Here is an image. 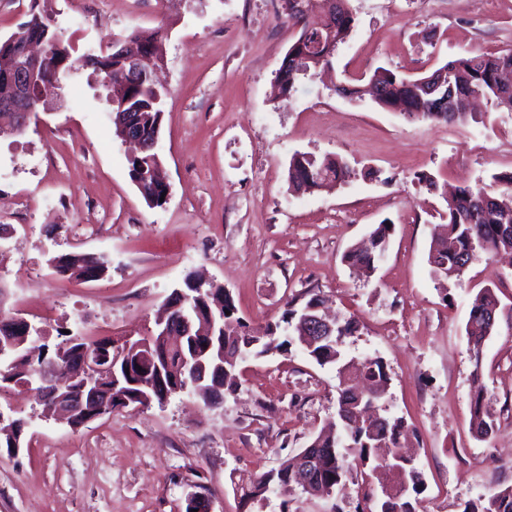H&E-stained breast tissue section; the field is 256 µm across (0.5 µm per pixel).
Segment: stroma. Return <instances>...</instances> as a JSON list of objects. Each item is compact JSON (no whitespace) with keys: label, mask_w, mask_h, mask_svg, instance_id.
Returning <instances> with one entry per match:
<instances>
[{"label":"stroma","mask_w":512,"mask_h":512,"mask_svg":"<svg viewBox=\"0 0 512 512\" xmlns=\"http://www.w3.org/2000/svg\"><path fill=\"white\" fill-rule=\"evenodd\" d=\"M52 16L72 57L135 30L162 29L165 87L158 154L169 198L150 207L129 175L105 91L90 70L63 81L56 110L25 133H0V313L25 317L48 345L59 333L152 335L162 303L188 274L231 294L253 328L281 321L291 297L323 296L359 329L342 349L379 357L391 377L389 415L405 417L425 481L419 512H463L512 469L491 450L512 439V317L472 359L465 327L484 287L512 307V264L478 254L461 278L435 277L428 254L446 203L443 185L495 189L512 172V112L481 103L454 123L409 121L335 85L385 67L413 77L450 59L512 48V0H348L355 27L334 72L299 76L275 95L298 30L268 0H0V39L29 18ZM297 152L345 160L333 190L293 192ZM433 176L432 191L419 175ZM394 226L371 277L342 260L382 221ZM105 255L100 279L57 275L52 256ZM481 362L496 425L470 430L471 372ZM336 370L299 347L247 358L235 394L219 403L176 394L164 404L117 408L74 428L47 417L34 391L0 395L27 421L17 455L0 448V512H185L204 485L213 512H375L380 495L361 474L339 493L270 488L244 500L256 477L296 455L336 418Z\"/></svg>","instance_id":"1"}]
</instances>
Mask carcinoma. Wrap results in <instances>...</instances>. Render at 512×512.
I'll return each instance as SVG.
<instances>
[{
  "label": "carcinoma",
  "mask_w": 512,
  "mask_h": 512,
  "mask_svg": "<svg viewBox=\"0 0 512 512\" xmlns=\"http://www.w3.org/2000/svg\"><path fill=\"white\" fill-rule=\"evenodd\" d=\"M321 0H286L284 3L289 19L299 27L297 39L292 43L299 54L307 53L312 61L303 64L304 70L330 65L336 47L350 36L355 18L347 8V0H331L334 10L322 20L323 28L307 31V15L314 14ZM46 36L45 51L38 67L39 83L37 96L47 101L60 99L61 86L54 76L57 66L68 61L75 69L84 65L76 63L61 32L54 21L36 11L30 12L29 20L0 41V98L8 96L11 85L4 80L5 72L23 56L26 42L33 36ZM161 30L136 31L129 42L144 47H159ZM100 60L92 62V73L100 68L112 70V123L118 126L128 121L129 130L148 143L150 130L162 111V94L153 82L137 80L129 64L109 50H99ZM446 74L448 103L430 97L418 79H408L395 71L379 67L374 70L364 85H341L338 91L352 97L369 95L380 107L399 112L409 120L453 122L462 116L454 106L468 98L484 97L503 111L512 112V88L502 81L503 75L512 73V51L499 54L463 56L451 60L438 68ZM299 69H279L278 81L282 95L294 90ZM158 154L155 149L137 154L128 160L130 176L138 181L146 194L152 198L153 206L161 207L163 184L155 180L153 168ZM351 176L349 166L336 156L318 158L309 153H295L288 165L289 183L297 190L333 188ZM493 180L501 186L493 195L483 187L462 186L445 198L447 223L435 226L433 245L428 261L433 273L441 277L461 276L474 254L483 251L488 255L512 252V173L496 174ZM393 228L387 222L376 225L370 233L372 249L352 248L344 260L363 275L370 277L375 272L378 256L387 246ZM102 257L82 252H68L51 259L56 273L75 280H93V270ZM298 300L288 301L282 322L292 328L293 335L277 342L280 324L267 325L262 335L255 336L237 316L232 296L224 287L201 285L188 277L182 291H173L166 305H179L177 312L190 314L189 338L182 350L167 349L158 339L142 338L131 343L128 353L115 366L120 386L112 389L114 382H103L106 391L133 395L144 387L139 385V373L151 372L152 383L148 389L152 400L163 402L170 393V379L180 378L187 388L193 387L195 373L186 361L188 351L202 343L210 342L209 355L214 359L224 358V367L230 378L225 380L213 367H207L205 381L213 386L219 384L224 391L232 393L236 387V376L240 364L249 356H264L274 350L286 351L294 344L318 365L336 368L338 378L337 416L340 428L336 432L319 434L306 448L301 450L313 470L309 486L301 487L309 495H330L342 484L351 471L366 467L379 448L390 454L388 462L373 477L381 487L392 490L379 502L378 512H418L419 495L424 491L423 475L416 462L400 454V439L405 436L407 425L401 417H388L383 405L390 387L391 377L386 364L380 358H370L360 363L346 361L342 340L356 332L358 323L350 318L338 324L335 333L312 343L308 337L315 331L302 321L303 310L321 303L313 294L302 306ZM499 311V300L493 289L486 288L472 300L466 334L470 350L479 356L487 337L495 330L490 324L491 314ZM40 334H25L15 326L11 317L0 316V347L6 354L0 357V389L6 384L36 379L51 363L62 367L65 358L73 357L79 350L88 349L99 341L67 336L54 346L51 356L45 357L48 346L42 343ZM130 369H125V363ZM470 425L477 438L484 437L495 426V418L485 402V385L480 366L473 373V395L470 403ZM296 457L282 460L278 467L260 474L252 495L265 493L274 485L295 486L294 466ZM463 512H512V486L492 491L476 503H469Z\"/></svg>",
  "instance_id": "cac0c4a2"
}]
</instances>
